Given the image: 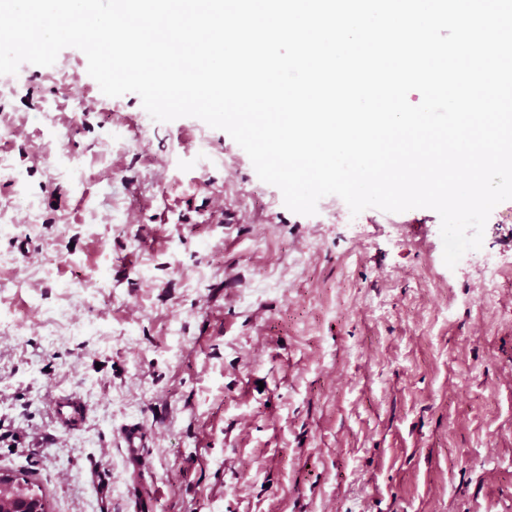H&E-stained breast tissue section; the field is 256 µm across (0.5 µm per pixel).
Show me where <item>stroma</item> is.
I'll return each mask as SVG.
<instances>
[{
    "label": "stroma",
    "instance_id": "obj_1",
    "mask_svg": "<svg viewBox=\"0 0 512 512\" xmlns=\"http://www.w3.org/2000/svg\"><path fill=\"white\" fill-rule=\"evenodd\" d=\"M0 79V470L50 512H138L136 478L152 512H512V200L488 305L433 210L294 213L226 132L105 96L73 47ZM53 410L56 422L65 430L80 429L86 421L82 400L76 394L59 395L54 401Z\"/></svg>",
    "mask_w": 512,
    "mask_h": 512
}]
</instances>
